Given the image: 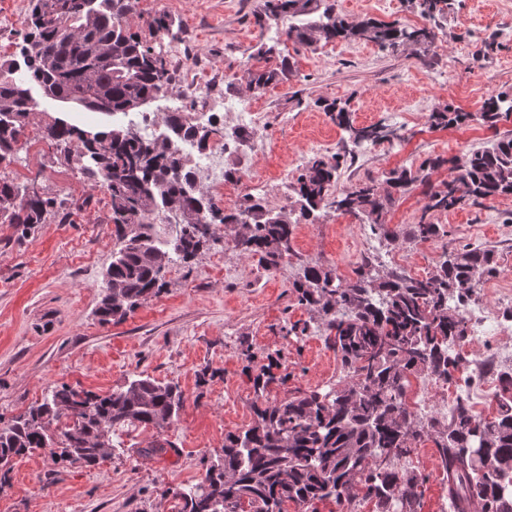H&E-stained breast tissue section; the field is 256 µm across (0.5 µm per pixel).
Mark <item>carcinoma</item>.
<instances>
[{
    "label": "carcinoma",
    "mask_w": 512,
    "mask_h": 512,
    "mask_svg": "<svg viewBox=\"0 0 512 512\" xmlns=\"http://www.w3.org/2000/svg\"><path fill=\"white\" fill-rule=\"evenodd\" d=\"M323 0H262L256 24L322 11L318 19L290 26L282 35L311 49L321 41L366 38L393 53L431 42L427 28H408L372 19L351 23ZM138 14V0H29L28 31L22 41L37 51L0 62V157H12L35 102L34 83L57 97L69 98L89 112L104 115L139 112L165 95L172 82L165 39L175 38L164 16L143 21L148 36L127 28ZM289 67L249 71L250 87L259 91ZM28 83L20 82L17 71ZM323 110L359 147L384 140L392 132L381 126L356 127L350 112L336 102ZM512 114V94L488 98L480 119L494 127ZM469 114L452 108L431 115L435 125L450 126ZM171 134L149 141L133 125L80 129L61 112L47 123L43 138L79 166L88 178L106 188L114 225L112 262L104 275V296L96 315L120 322L142 300L159 293L163 273L174 263L193 260L215 240L217 224H235L242 231L236 248L259 257L275 270L291 254L293 222L287 208L276 213L261 199L248 197L235 211H226L199 191L196 172L180 148L182 137L206 146L217 129L192 121L182 112L164 117ZM344 157L315 154L297 179L300 217L321 207L350 214L388 239L382 221L393 193L427 181L426 170L445 163L424 161L417 170H394L380 194L373 181L356 183L336 194ZM443 187L427 193L424 211L448 212L469 200L512 194V135L490 147L469 151L453 167ZM56 200L35 183L20 185L0 175V222L23 232L46 222ZM164 218L178 224L173 249L156 245L153 224ZM445 260L427 277L390 272L375 279L360 275L344 281L319 265L304 268L294 284L298 304L324 317L325 334L351 383L329 391H295L271 401L268 387L279 381L270 368L254 377V422L224 436L221 453L208 460L202 481L180 493V512H287L293 503L306 507L331 500L352 502L356 493L375 501L377 512H418L424 480L403 471L395 460L409 454L412 441L428 437L439 450L448 479L452 512H512V373H497V414H474L459 397L451 420L440 427L422 424L408 410L409 377L427 374L448 381L465 358L449 353L468 336L461 307L476 293L477 282L496 272L491 251L464 246L444 253ZM185 402L179 387L140 376L126 389L97 394L67 384L49 390L43 400L0 429V491L8 485V464L36 448H50L71 464L92 465L100 448L112 447L111 434L124 426L168 427ZM66 423L57 432L53 422Z\"/></svg>",
    "instance_id": "obj_1"
}]
</instances>
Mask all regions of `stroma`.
<instances>
[{
    "label": "stroma",
    "mask_w": 512,
    "mask_h": 512,
    "mask_svg": "<svg viewBox=\"0 0 512 512\" xmlns=\"http://www.w3.org/2000/svg\"><path fill=\"white\" fill-rule=\"evenodd\" d=\"M261 0H140L131 29L143 17L164 15L180 40L169 53L171 97L182 111L196 113L186 97L183 60H192L209 95L228 100L220 129L229 147L201 184L224 171H254L258 197L269 209L300 174L298 155L334 150L352 153L339 171L337 190L368 179L384 183L389 173L418 168L430 157L450 160L491 145L512 133V118L491 128L472 120L439 128L432 112L453 106L480 112L490 96L512 93V0H452L450 9L424 20L413 0H333L352 21L421 27L431 24V46L393 54L368 40H336L316 48L288 40L281 53L288 72L260 91L250 90L248 69L267 36L254 23ZM28 0H0V58L15 52L27 30ZM347 104L355 125L379 121L401 127L403 138L389 145L351 148L345 134L320 108V101ZM264 114L260 133L243 132L246 107ZM0 174L16 183L37 182L58 205L46 223L21 234L0 223V427L23 415L52 387L108 394L147 375L178 384L183 409L170 427H125L112 435V448L91 467L72 465L38 448L14 458L9 485L0 492V512H179V492L199 483L205 460L224 446L227 433L253 421V379L261 366L285 376L268 397L280 400L294 390L343 387L350 378L324 341L322 320L301 306L292 288L302 269L317 264L341 279L377 266L379 274L418 269L433 273L444 247L471 245L496 252L499 271L483 278L475 304L499 319L512 317V195H502L436 214L438 239L409 241L405 235L426 202L427 185L451 175L443 166L397 195L384 213L398 241L374 234L360 219L329 209L293 231V253L269 272L258 258L235 247L237 229L219 227L217 240L189 263L166 269L165 286L119 323L100 322L103 274L112 260L109 197L52 146L19 148ZM308 324L306 336L283 328ZM461 349L469 360H486L495 370H512L497 360L512 352V335L467 337ZM171 452L152 454L160 443ZM402 467L424 477L419 512H450L448 486L438 450L420 438Z\"/></svg>",
    "instance_id": "stroma-1"
}]
</instances>
